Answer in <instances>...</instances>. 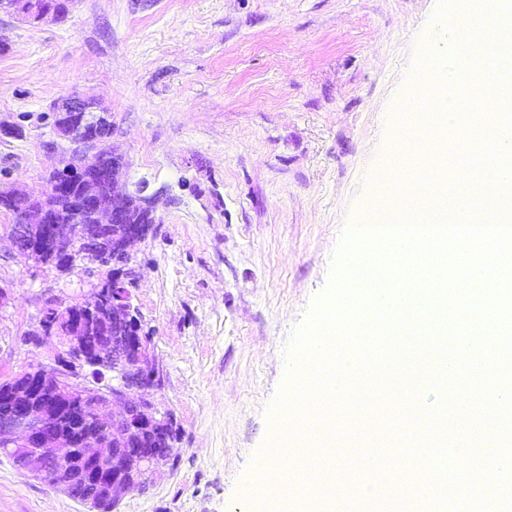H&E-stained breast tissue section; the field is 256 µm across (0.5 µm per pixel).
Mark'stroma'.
<instances>
[{"label": "stroma", "instance_id": "stroma-1", "mask_svg": "<svg viewBox=\"0 0 512 512\" xmlns=\"http://www.w3.org/2000/svg\"><path fill=\"white\" fill-rule=\"evenodd\" d=\"M441 0H72L60 18L0 12V188L32 196L74 163L54 106L112 116L129 190L154 199L133 249L134 303L153 330L156 406L173 413L174 467L118 512H251L257 459L282 410L287 345L331 279L343 230L363 224L447 42ZM0 212V380L48 363L22 339L42 308L81 301L106 271L36 265ZM363 489V512H439L415 488ZM0 512H87L0 456Z\"/></svg>", "mask_w": 512, "mask_h": 512}]
</instances>
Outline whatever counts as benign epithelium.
I'll return each instance as SVG.
<instances>
[{
  "instance_id": "7a95c632",
  "label": "benign epithelium",
  "mask_w": 512,
  "mask_h": 512,
  "mask_svg": "<svg viewBox=\"0 0 512 512\" xmlns=\"http://www.w3.org/2000/svg\"><path fill=\"white\" fill-rule=\"evenodd\" d=\"M60 136L75 145L78 164L58 171L62 185L48 186L71 207V223L52 222L47 210L20 189L0 191V206L25 204L21 221L10 225L9 236L18 250L36 264L46 251L71 268L79 261L98 262L112 256V277L91 289L77 304L51 301L41 317L39 331L24 343L40 348L54 343V365L38 366L11 377L0 396V452L11 456L23 474L54 479L60 490L90 487L85 500L104 496L114 506L134 490L144 491L171 461L176 439L171 414L160 411L153 390L162 373L153 362V337L142 327L133 304L131 247L151 230L149 201L130 204L122 182L124 156L103 147L110 138L109 113L92 103L68 97L54 107ZM112 160L106 177L112 181V202L102 198L99 179L81 174L89 161ZM91 212L96 224L82 223ZM87 403L93 426L71 432L60 427L63 407L73 401ZM132 433L145 447L125 457L122 444ZM162 439L165 448L153 444Z\"/></svg>"
}]
</instances>
